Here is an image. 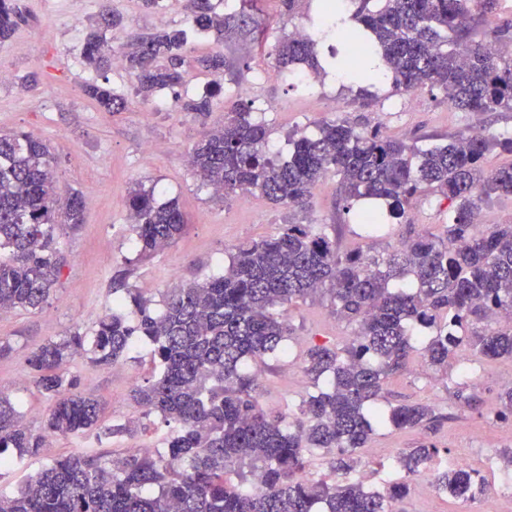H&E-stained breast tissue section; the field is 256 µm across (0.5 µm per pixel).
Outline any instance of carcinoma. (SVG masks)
<instances>
[{
  "label": "carcinoma",
  "instance_id": "1",
  "mask_svg": "<svg viewBox=\"0 0 512 512\" xmlns=\"http://www.w3.org/2000/svg\"><path fill=\"white\" fill-rule=\"evenodd\" d=\"M185 0L198 34L219 41L224 33L259 25L244 12L250 0ZM498 0H346L327 5L314 37L288 36L276 50V68L287 74L322 65L319 40L334 36L357 54L338 68L360 81L388 79L397 92L437 87L469 112L512 110V59L495 44L512 41V26L496 25L482 37L471 21L495 12ZM100 23L82 44L84 63L100 75L112 64L103 29L116 24L111 0H101ZM22 21L18 0H0V43ZM188 31L172 29L129 36L122 57L145 102L186 83L182 70ZM221 77L233 63L221 52L198 60ZM84 95L104 112H123L128 98L96 81ZM493 149L512 155V134H459L446 144L420 148L348 120L325 121L314 136L294 142L287 160L268 150V131L253 107L233 102L224 125L190 152L202 184L225 196L258 193L275 204L304 209L329 170L340 176L346 202L379 200L376 231L388 218L402 220L410 199L425 188L456 207L444 234L402 240L388 257L340 254L327 224H287L282 231L231 253L224 274L170 288L162 309L153 299L114 281L124 291L89 331L79 328L39 345L27 358L32 385L53 399L35 433L10 398L0 392V470L48 447L50 435L69 436L98 426L101 403L78 389L68 365L80 357L93 366L129 358L135 340L153 347L156 372L134 390L144 416L158 415L170 428L166 446L114 459L73 452L52 459L17 491L0 487V512H399L407 481L372 487L362 481L306 476L310 458L326 453L333 471L350 470L354 453L379 429L430 425L439 417L422 403L379 405L391 376L415 351L420 329L432 330L422 363L448 370L462 348L480 358L512 359V224L484 226L476 201L512 194V163L484 169ZM56 157L25 132L0 133V310L36 309L57 283L64 257L56 230L83 223L77 193L62 199L53 179ZM127 206L140 255L151 257L182 234L185 214L176 197L157 200L139 182ZM330 296L333 313L356 324L342 347L310 346L301 365L318 391L304 398L299 416H268L258 404V373L248 362L290 356L291 328L279 308L295 299ZM495 416L512 418V386L499 394ZM439 453L421 445L397 458L406 476ZM432 486L452 499L474 502L486 489L474 470L449 467L430 474Z\"/></svg>",
  "mask_w": 512,
  "mask_h": 512
}]
</instances>
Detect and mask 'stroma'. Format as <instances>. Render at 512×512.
Here are the masks:
<instances>
[{
    "label": "stroma",
    "instance_id": "1",
    "mask_svg": "<svg viewBox=\"0 0 512 512\" xmlns=\"http://www.w3.org/2000/svg\"><path fill=\"white\" fill-rule=\"evenodd\" d=\"M18 2L24 20L12 39L0 46V70L8 74L0 82V132H27L46 141L57 158L54 179L59 194L79 193L86 206L83 224L57 230L65 264L47 302L0 319V338L12 345L11 353L0 357V390L36 431L53 402L31 384L29 354L48 339L92 327L110 311L112 279L126 260L134 262L131 285L157 300L178 284L222 272L233 248L277 234L289 223L335 225L340 253L371 256L394 251L409 235L442 234L452 217L453 208L442 194L422 191L411 198L406 222L390 220L385 229L370 231L347 212L331 171L317 182L310 207L302 212L258 195L243 206L237 197L222 199L199 188L186 156L205 131L224 122L223 96L214 95L211 111L202 115L183 106L214 88L213 76L198 66L199 56L218 48L239 64L237 98L264 107L270 144L283 156L290 150L289 137L315 133L317 124L334 119L423 145L432 137L445 142L464 132H512V110L466 112L451 105L438 89L397 93L384 81L365 87L358 81H337L332 72L311 91L283 79L270 80L267 73L274 67L278 41L296 28H316L324 0H296L289 13L279 0H257L261 32L229 34L219 44L190 35L183 63L187 83L171 89L165 106L143 105L133 97L126 111L103 112L84 96L82 86L90 71L76 61L85 33L97 20L100 0ZM112 7L122 22L106 31L109 40L189 25L183 0H162L158 12L145 9L140 0H112ZM149 144L156 145L155 153H145ZM138 182L154 187L159 198L178 197L188 221L179 239L142 261L125 207L130 188ZM285 315L296 358L312 344H343L354 333L353 325L333 315L325 296L295 300L286 305ZM465 365L475 370L464 389L477 399L474 407L448 387L449 379L459 378ZM254 369L259 374L258 400L268 415L296 414L303 398L315 390L301 368H289L287 363L267 360L255 363ZM69 370L78 377L80 390L101 401L102 426L132 421L138 426L136 434L101 439L91 431L52 437L45 452L25 457L1 473L0 486L18 488L52 458L77 450L120 458L131 448L162 447L168 427L160 417L143 418L131 397L153 370L147 344H137L123 364L95 367L78 358ZM510 378L512 360L488 364L462 350L448 373L441 374L422 368L420 357L412 356L407 369L388 380V398L430 405L439 420L428 427L378 431L358 453L360 467L367 469V484L380 486L404 478L396 467L398 455L431 444L441 450L433 467L449 466L454 457L466 455L470 469L484 477L486 490L477 501L463 503L426 489L414 477L408 479L405 512H495L512 481L497 456L499 449L512 448V421L494 417L498 395Z\"/></svg>",
    "mask_w": 512,
    "mask_h": 512
}]
</instances>
